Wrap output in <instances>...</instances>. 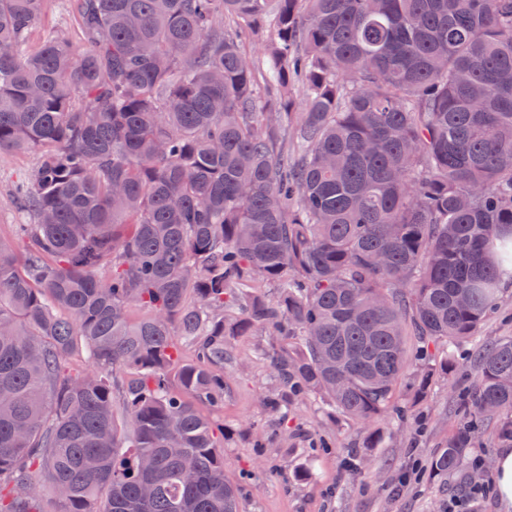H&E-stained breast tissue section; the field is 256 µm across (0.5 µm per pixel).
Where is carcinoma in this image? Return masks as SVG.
Listing matches in <instances>:
<instances>
[{
    "mask_svg": "<svg viewBox=\"0 0 512 512\" xmlns=\"http://www.w3.org/2000/svg\"><path fill=\"white\" fill-rule=\"evenodd\" d=\"M47 5L0 0V152H37L28 250L0 243V512H242L203 407L255 329L300 339L270 411L319 394L378 447L512 267V0H71L80 46L31 40ZM472 376L436 476L480 423L512 445V336Z\"/></svg>",
    "mask_w": 512,
    "mask_h": 512,
    "instance_id": "1",
    "label": "carcinoma"
}]
</instances>
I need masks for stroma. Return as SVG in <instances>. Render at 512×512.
<instances>
[{
	"mask_svg": "<svg viewBox=\"0 0 512 512\" xmlns=\"http://www.w3.org/2000/svg\"><path fill=\"white\" fill-rule=\"evenodd\" d=\"M36 161L32 152L0 154V241L22 249L13 226L20 216L13 183ZM275 337L257 330L235 339L224 360V473L240 487L243 512H445L468 481L457 472L426 478L430 459L455 426L452 408L471 385L470 342L459 344L457 369L436 379L413 404L406 423L382 426L379 447L359 450L364 463L350 469L358 438L353 421L330 420L318 396L300 400L281 418L262 398L276 386Z\"/></svg>",
	"mask_w": 512,
	"mask_h": 512,
	"instance_id": "35a3bbf8",
	"label": "stroma"
}]
</instances>
